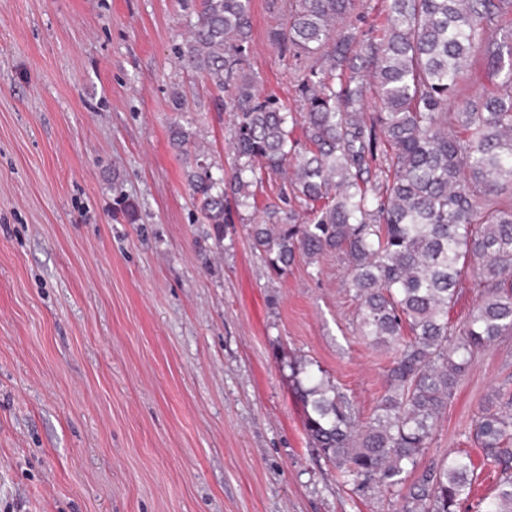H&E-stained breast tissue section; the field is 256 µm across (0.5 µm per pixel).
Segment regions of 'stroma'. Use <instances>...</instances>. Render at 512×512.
Returning <instances> with one entry per match:
<instances>
[{
    "instance_id": "35a3bbf8",
    "label": "stroma",
    "mask_w": 512,
    "mask_h": 512,
    "mask_svg": "<svg viewBox=\"0 0 512 512\" xmlns=\"http://www.w3.org/2000/svg\"><path fill=\"white\" fill-rule=\"evenodd\" d=\"M282 8L252 0L248 65L296 110L294 59L267 40ZM194 20L182 0H0V512H398L311 447L289 378L317 361L374 412L390 355L356 332L347 261L276 276L259 212L234 210L220 244L197 220L186 172L198 149L230 166L232 117L177 60ZM502 387L512 336L430 445L470 449L480 496L497 475L468 433Z\"/></svg>"
}]
</instances>
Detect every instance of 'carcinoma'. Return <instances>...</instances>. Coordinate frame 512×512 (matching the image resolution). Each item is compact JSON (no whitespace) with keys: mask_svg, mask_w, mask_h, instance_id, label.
Instances as JSON below:
<instances>
[{"mask_svg":"<svg viewBox=\"0 0 512 512\" xmlns=\"http://www.w3.org/2000/svg\"><path fill=\"white\" fill-rule=\"evenodd\" d=\"M361 2L288 0L272 28L271 46L307 60L290 76L298 115L246 73L251 0H199L177 58L232 90L234 165L227 175L196 153L193 205L219 244L228 198L256 210V189L278 176L280 200L302 212L267 204L253 225L270 270L299 256L347 260L359 335L393 351L370 421L319 365L288 364L306 435L344 482L401 498L399 512H512L511 391L484 401L470 428L499 475L492 496L472 497L464 448L419 467L476 356L512 335V0H384L386 25L373 37L351 22ZM477 55L496 82L474 101ZM372 91L377 112L367 111ZM473 265L478 300L454 327L448 312Z\"/></svg>","mask_w":512,"mask_h":512,"instance_id":"obj_1","label":"carcinoma"}]
</instances>
